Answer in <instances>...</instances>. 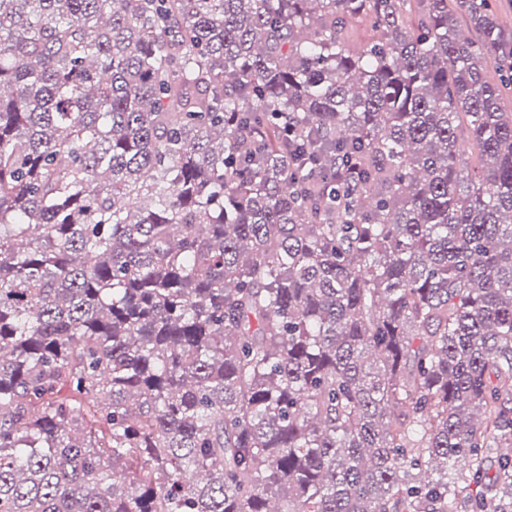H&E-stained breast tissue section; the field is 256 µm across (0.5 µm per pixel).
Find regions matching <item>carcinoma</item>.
I'll list each match as a JSON object with an SVG mask.
<instances>
[{"label": "carcinoma", "instance_id": "1", "mask_svg": "<svg viewBox=\"0 0 512 512\" xmlns=\"http://www.w3.org/2000/svg\"><path fill=\"white\" fill-rule=\"evenodd\" d=\"M508 85L493 0H0V512H512Z\"/></svg>", "mask_w": 512, "mask_h": 512}]
</instances>
